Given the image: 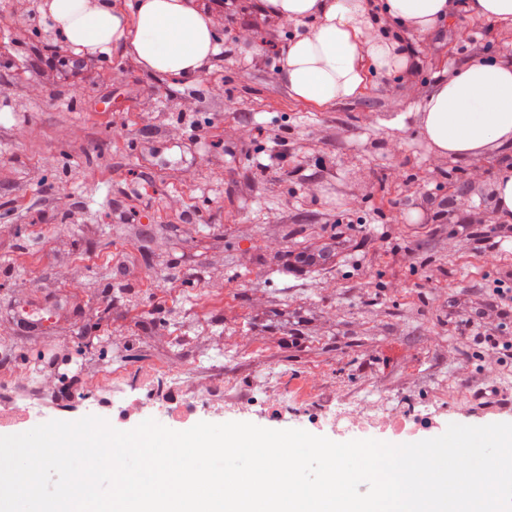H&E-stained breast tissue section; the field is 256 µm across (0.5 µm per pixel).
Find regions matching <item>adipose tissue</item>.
Returning a JSON list of instances; mask_svg holds the SVG:
<instances>
[{
    "label": "adipose tissue",
    "instance_id": "obj_1",
    "mask_svg": "<svg viewBox=\"0 0 512 512\" xmlns=\"http://www.w3.org/2000/svg\"><path fill=\"white\" fill-rule=\"evenodd\" d=\"M386 14L420 32L448 14V0H383ZM261 15L297 26L279 76L297 99L328 105L354 99L368 69L406 68L399 43L383 42L361 0H256ZM213 8L204 0H51L50 17L74 50L133 52L151 73L200 76L218 52ZM423 136L456 158L494 146L512 150V62L471 60L438 82L422 106Z\"/></svg>",
    "mask_w": 512,
    "mask_h": 512
}]
</instances>
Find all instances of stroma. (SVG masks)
I'll use <instances>...</instances> for the list:
<instances>
[{
  "mask_svg": "<svg viewBox=\"0 0 512 512\" xmlns=\"http://www.w3.org/2000/svg\"><path fill=\"white\" fill-rule=\"evenodd\" d=\"M465 21L459 10L430 33L405 29L416 70L372 72L355 100L286 112L268 104L289 98L277 66L294 29L249 0L225 12L221 52L194 80L134 65L111 81L121 53L65 79L47 73L38 37L0 27L12 61L0 67V201L13 203L0 216V355L27 358L1 366L0 383L50 353L73 371L116 361L130 377L149 363L220 375L244 403L224 421L327 438L331 400L379 393L436 420L383 433L393 444L512 421L475 408L464 384L512 392V366L485 365L448 322L512 269V237L488 246L469 222L494 209L505 154L437 155L418 116L473 54L512 61L504 24H485L472 52ZM244 27L270 52L239 42ZM97 169L106 182L87 192ZM406 249L414 264L398 262ZM210 282L226 292L206 295ZM93 324L94 347L75 354ZM311 374V404H264L269 385Z\"/></svg>",
  "mask_w": 512,
  "mask_h": 512,
  "instance_id": "obj_1",
  "label": "stroma"
}]
</instances>
